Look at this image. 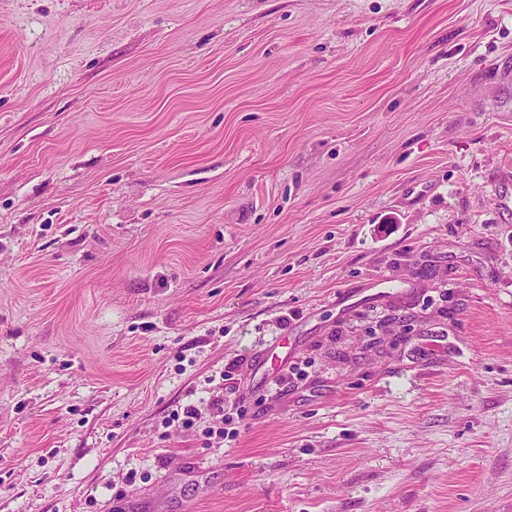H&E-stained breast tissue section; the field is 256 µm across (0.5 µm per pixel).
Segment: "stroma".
I'll use <instances>...</instances> for the list:
<instances>
[{"label": "stroma", "mask_w": 512, "mask_h": 512, "mask_svg": "<svg viewBox=\"0 0 512 512\" xmlns=\"http://www.w3.org/2000/svg\"><path fill=\"white\" fill-rule=\"evenodd\" d=\"M0 512H512V0H0Z\"/></svg>", "instance_id": "1"}]
</instances>
